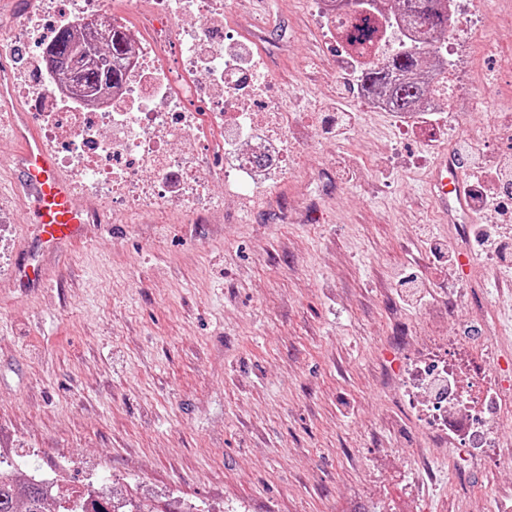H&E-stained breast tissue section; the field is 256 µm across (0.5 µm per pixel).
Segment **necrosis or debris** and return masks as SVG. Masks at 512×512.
<instances>
[{
    "instance_id": "obj_1",
    "label": "necrosis or debris",
    "mask_w": 512,
    "mask_h": 512,
    "mask_svg": "<svg viewBox=\"0 0 512 512\" xmlns=\"http://www.w3.org/2000/svg\"><path fill=\"white\" fill-rule=\"evenodd\" d=\"M227 0H155L152 14L129 25L110 0H43L31 16L0 36L15 58L16 93L29 98L47 143L65 152L77 196L94 194L134 218L160 209L193 215L213 208V186L273 193L262 173L288 158L292 113L261 67L266 55L244 47L224 26ZM104 17L130 48L122 82L92 101L73 95L46 64L60 28L81 29ZM376 49L416 51L427 35L416 24L375 20ZM445 90L430 105L401 115L406 132L431 115L447 119L460 93V56H441ZM471 346L432 336L401 366V396L433 437L458 448L452 472L465 482L475 460L497 447L507 399L492 371L474 362Z\"/></svg>"
}]
</instances>
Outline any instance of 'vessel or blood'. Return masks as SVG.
<instances>
[{
  "label": "vessel or blood",
  "instance_id": "b4317fda",
  "mask_svg": "<svg viewBox=\"0 0 512 512\" xmlns=\"http://www.w3.org/2000/svg\"><path fill=\"white\" fill-rule=\"evenodd\" d=\"M27 137L18 175L30 199L36 239L49 249L80 240L86 224L84 209L75 202L69 181L58 171L36 132H28ZM430 190L441 209L454 210L464 220L473 221L471 188L455 159L443 157L437 161Z\"/></svg>",
  "mask_w": 512,
  "mask_h": 512
}]
</instances>
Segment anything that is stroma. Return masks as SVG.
Returning <instances> with one entry per match:
<instances>
[{
	"mask_svg": "<svg viewBox=\"0 0 512 512\" xmlns=\"http://www.w3.org/2000/svg\"><path fill=\"white\" fill-rule=\"evenodd\" d=\"M455 19L469 66L437 143L366 110L336 76L339 50L313 0H239L259 40L287 44L269 75L297 118L277 200L259 192L193 217L136 223L100 211L81 241L42 255L28 287L32 215L12 177L23 139L0 137V460L20 477L108 484L158 512H512V470L486 460L467 490L395 385L408 343L458 334L482 347L512 394V268L472 226L443 223L425 188L438 154L465 176L512 181V0ZM343 97L353 120L331 115ZM482 141L480 161L461 138ZM476 267L463 274L459 257ZM422 274V302L400 297Z\"/></svg>",
	"mask_w": 512,
	"mask_h": 512,
	"instance_id": "obj_1",
	"label": "stroma"
}]
</instances>
